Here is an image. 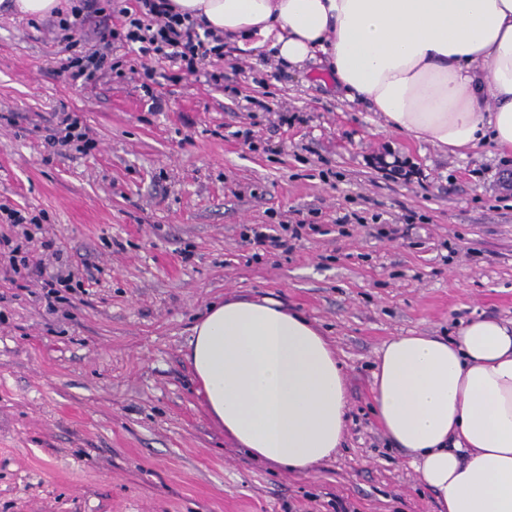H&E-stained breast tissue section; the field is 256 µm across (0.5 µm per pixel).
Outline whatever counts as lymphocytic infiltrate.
I'll return each instance as SVG.
<instances>
[{
  "instance_id": "lymphocytic-infiltrate-1",
  "label": "lymphocytic infiltrate",
  "mask_w": 512,
  "mask_h": 512,
  "mask_svg": "<svg viewBox=\"0 0 512 512\" xmlns=\"http://www.w3.org/2000/svg\"><path fill=\"white\" fill-rule=\"evenodd\" d=\"M94 23L95 37L81 54L68 57L63 65L70 80L89 84L115 76L122 77L121 61L112 59L114 45L127 47L145 64L141 87L151 100L153 110H163L165 100L153 89V62L166 61L171 66L168 81L179 82L183 75L203 73L206 82L225 94L237 95V88L224 83V35L202 29L188 14L175 11L171 0H135L134 4L114 8L112 0H74L69 11L58 13L52 25L67 45H74L85 23ZM209 70H202V63ZM8 219L17 229L16 239L0 242V259H7L10 270L24 287L40 289L48 310L65 303L72 288V271L57 267L59 251L53 241L33 246V226L38 217H25L12 210Z\"/></svg>"
}]
</instances>
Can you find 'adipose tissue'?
Here are the masks:
<instances>
[{
	"label": "adipose tissue",
	"mask_w": 512,
	"mask_h": 512,
	"mask_svg": "<svg viewBox=\"0 0 512 512\" xmlns=\"http://www.w3.org/2000/svg\"><path fill=\"white\" fill-rule=\"evenodd\" d=\"M285 67L322 58L383 131L464 157L512 154V0H172ZM206 411L236 445L306 474L343 441L336 352L282 302L210 306L188 355ZM378 423L412 457L439 512H512V323L478 316L455 339L396 336L373 372Z\"/></svg>",
	"instance_id": "adipose-tissue-1"
}]
</instances>
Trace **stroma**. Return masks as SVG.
Masks as SVG:
<instances>
[{
  "instance_id": "obj_1",
  "label": "stroma",
  "mask_w": 512,
  "mask_h": 512,
  "mask_svg": "<svg viewBox=\"0 0 512 512\" xmlns=\"http://www.w3.org/2000/svg\"><path fill=\"white\" fill-rule=\"evenodd\" d=\"M50 23L0 7V204L42 217L84 290L51 313L0 267V512H436L375 419L373 370L393 337L512 320V156L380 132L325 65L283 72L233 42L237 98L164 79L154 112L134 78L72 83ZM253 99L271 114L251 120ZM283 109L303 123L277 125ZM63 111L93 150L48 156L40 130ZM382 152L421 180L373 167ZM407 210L420 219L406 235H377ZM300 219L290 251L241 239ZM232 296L297 309L342 365L345 443L308 474L254 460L205 411L186 353L197 318Z\"/></svg>"
}]
</instances>
